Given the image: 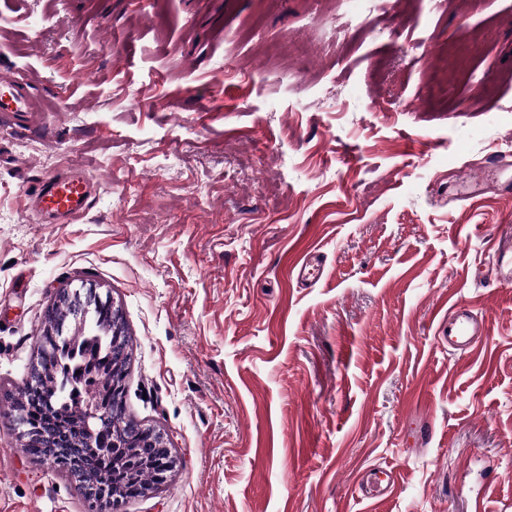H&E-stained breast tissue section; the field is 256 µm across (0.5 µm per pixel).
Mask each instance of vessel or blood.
Segmentation results:
<instances>
[{
    "label": "vessel or blood",
    "mask_w": 512,
    "mask_h": 512,
    "mask_svg": "<svg viewBox=\"0 0 512 512\" xmlns=\"http://www.w3.org/2000/svg\"><path fill=\"white\" fill-rule=\"evenodd\" d=\"M45 101L26 85L11 75L0 74L1 112H41ZM485 167L497 181L503 193L512 192V162L499 157L486 161ZM91 196V182L78 172L47 176L34 191L30 205L43 219L58 221L81 214ZM492 271L496 280L505 282L512 278V243L497 245ZM484 327L465 305H456L447 320L440 325L438 341L453 351L468 350L482 338Z\"/></svg>",
    "instance_id": "b4317fda"
}]
</instances>
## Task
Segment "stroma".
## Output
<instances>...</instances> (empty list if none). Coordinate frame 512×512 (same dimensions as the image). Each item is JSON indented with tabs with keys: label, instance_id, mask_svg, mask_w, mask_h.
<instances>
[{
	"label": "stroma",
	"instance_id": "stroma-1",
	"mask_svg": "<svg viewBox=\"0 0 512 512\" xmlns=\"http://www.w3.org/2000/svg\"><path fill=\"white\" fill-rule=\"evenodd\" d=\"M0 380L57 290L131 338L125 400L176 460L121 512H512V0H0ZM81 168L71 224L27 196ZM317 254V282L293 271ZM464 304L486 334L441 350ZM0 415V512H84ZM391 477L366 497L370 470ZM45 100L35 95L26 85L10 74H0V113L1 112H43ZM484 168L494 176L492 184L498 186V189L503 193H511L512 175L509 176L511 161L493 157L486 161ZM499 282L512 283V244L507 240L503 244L498 243L494 252L492 271ZM509 275V276H508Z\"/></svg>",
	"mask_w": 512,
	"mask_h": 512
}]
</instances>
